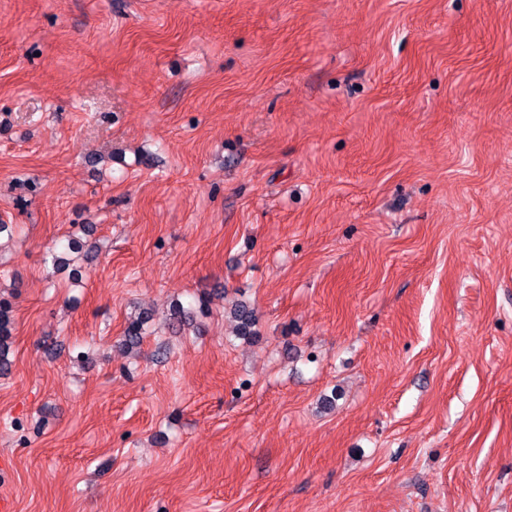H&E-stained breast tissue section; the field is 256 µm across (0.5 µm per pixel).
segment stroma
<instances>
[{
  "mask_svg": "<svg viewBox=\"0 0 512 512\" xmlns=\"http://www.w3.org/2000/svg\"><path fill=\"white\" fill-rule=\"evenodd\" d=\"M0 224L14 512H512V0H0Z\"/></svg>",
  "mask_w": 512,
  "mask_h": 512,
  "instance_id": "obj_1",
  "label": "stroma"
}]
</instances>
